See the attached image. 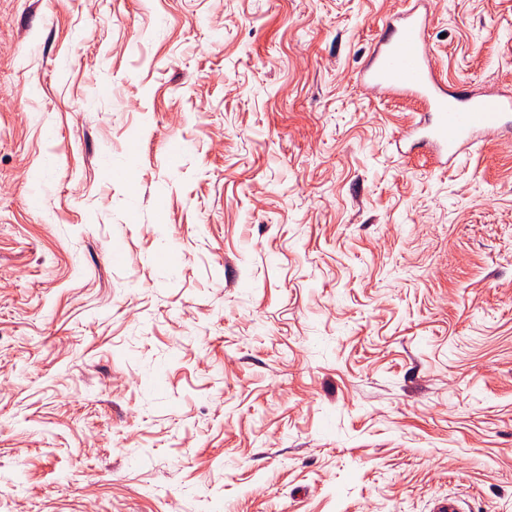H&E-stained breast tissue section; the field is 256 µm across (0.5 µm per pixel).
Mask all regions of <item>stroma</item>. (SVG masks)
<instances>
[{
    "mask_svg": "<svg viewBox=\"0 0 512 512\" xmlns=\"http://www.w3.org/2000/svg\"><path fill=\"white\" fill-rule=\"evenodd\" d=\"M405 2L0 0V512H512V136L398 152Z\"/></svg>",
    "mask_w": 512,
    "mask_h": 512,
    "instance_id": "stroma-1",
    "label": "stroma"
}]
</instances>
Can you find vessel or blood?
Here are the masks:
<instances>
[{
	"label": "vessel or blood",
	"mask_w": 512,
	"mask_h": 512,
	"mask_svg": "<svg viewBox=\"0 0 512 512\" xmlns=\"http://www.w3.org/2000/svg\"><path fill=\"white\" fill-rule=\"evenodd\" d=\"M424 4L414 0L413 7L385 22L359 79L372 89L414 99L423 112L409 130L412 144L446 166L478 142L512 131V96L453 88L436 77Z\"/></svg>",
	"instance_id": "b4317fda"
}]
</instances>
